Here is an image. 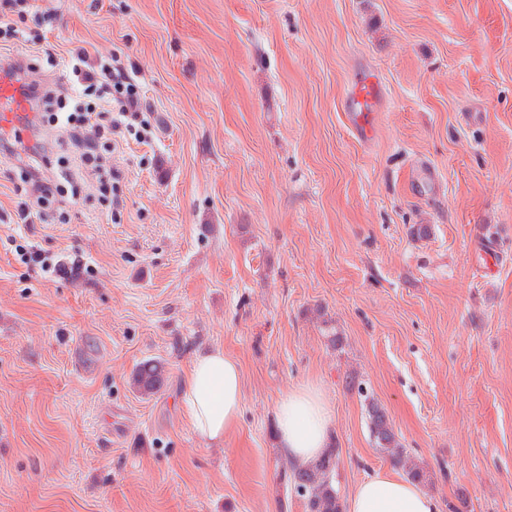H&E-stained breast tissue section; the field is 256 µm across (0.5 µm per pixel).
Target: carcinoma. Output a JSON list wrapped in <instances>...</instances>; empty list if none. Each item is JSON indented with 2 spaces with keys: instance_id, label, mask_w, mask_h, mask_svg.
Here are the masks:
<instances>
[{
  "instance_id": "cac0c4a2",
  "label": "carcinoma",
  "mask_w": 512,
  "mask_h": 512,
  "mask_svg": "<svg viewBox=\"0 0 512 512\" xmlns=\"http://www.w3.org/2000/svg\"><path fill=\"white\" fill-rule=\"evenodd\" d=\"M165 381V366L157 360L140 364L133 372L131 384L143 396L160 391ZM370 438L374 448L401 468L407 477L419 484L429 480L426 467L403 448L387 410L377 400L366 403ZM338 449L328 448L315 463L300 467L287 463L279 471L285 486H292L305 501L306 512H343V504L337 487Z\"/></svg>"
}]
</instances>
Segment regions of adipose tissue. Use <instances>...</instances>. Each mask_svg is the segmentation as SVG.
<instances>
[{
	"mask_svg": "<svg viewBox=\"0 0 512 512\" xmlns=\"http://www.w3.org/2000/svg\"><path fill=\"white\" fill-rule=\"evenodd\" d=\"M181 404L201 439L223 441L240 413L242 377L238 362L222 346H210L193 357L183 378ZM331 422L322 394L312 386L297 387L277 406V444L296 465L311 464L328 446ZM347 512H439V505L433 493L387 467L355 486Z\"/></svg>",
	"mask_w": 512,
	"mask_h": 512,
	"instance_id": "1",
	"label": "adipose tissue"
}]
</instances>
